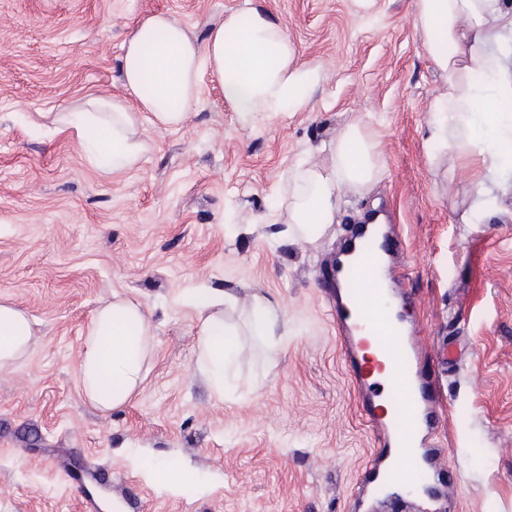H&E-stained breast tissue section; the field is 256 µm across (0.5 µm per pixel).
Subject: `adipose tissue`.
<instances>
[{
  "label": "adipose tissue",
  "mask_w": 512,
  "mask_h": 512,
  "mask_svg": "<svg viewBox=\"0 0 512 512\" xmlns=\"http://www.w3.org/2000/svg\"><path fill=\"white\" fill-rule=\"evenodd\" d=\"M415 25L424 33L422 49L448 81L434 106L432 137L459 157L481 156L489 171L503 168L512 152V74L505 72L495 47L512 31V9L501 0H416ZM122 71L128 97L94 98V111L62 112L57 124L72 129L91 158L131 167L143 145L133 132L139 113H153L169 126L181 124L199 103L204 75L219 83L225 102L241 125L262 112H298L309 103L320 67L297 63L286 30L258 10L236 13L212 25L205 42L191 37L175 17H147L123 43ZM378 141L368 125L356 121L337 136L332 163H306L288 173L287 235L312 238L335 220L344 192H364L384 176ZM190 301L199 317L197 367L213 391L238 363L242 347L237 327L224 319L230 295L194 289ZM278 302L253 295L247 310L250 335L268 354H277L283 327ZM152 324L141 303L115 298L94 314L78 361L88 403L101 412L125 405L149 371ZM36 333L27 314L0 303V372L14 370L30 353Z\"/></svg>",
  "instance_id": "1"
}]
</instances>
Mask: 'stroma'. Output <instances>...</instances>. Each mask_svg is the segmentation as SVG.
I'll list each match as a JSON object with an SVG mask.
<instances>
[{"mask_svg":"<svg viewBox=\"0 0 512 512\" xmlns=\"http://www.w3.org/2000/svg\"><path fill=\"white\" fill-rule=\"evenodd\" d=\"M286 29L298 62L324 78L299 112L241 127L213 76L183 124L139 115L144 149L106 171L57 113L125 96L122 44L167 13L198 41L245 6ZM415 0H0V302L22 309L36 344L0 373V512H356L352 489L374 437L325 302L321 262L379 199L392 200L407 244L402 287L421 348L456 331L474 355L440 375L435 439L460 483L454 510L512 512V172L474 185L481 157L449 156L431 138L447 81L422 49ZM368 123L386 171L345 193L334 224L283 236L288 171L328 165L348 123ZM234 296L244 326L253 294L276 299L288 337L248 354L216 395L196 369L188 295ZM153 321L142 387L103 414L77 377L86 329L113 297ZM190 467L201 490L177 494L145 468Z\"/></svg>","mask_w":512,"mask_h":512,"instance_id":"obj_1","label":"stroma"}]
</instances>
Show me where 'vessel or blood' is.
I'll use <instances>...</instances> for the list:
<instances>
[{"label":"vessel or blood","mask_w":512,"mask_h":512,"mask_svg":"<svg viewBox=\"0 0 512 512\" xmlns=\"http://www.w3.org/2000/svg\"><path fill=\"white\" fill-rule=\"evenodd\" d=\"M404 257L405 239L389 209L384 221L354 225L322 266L343 360L375 439L353 492L363 512L409 469L426 480L418 497L391 500L400 512H421L428 498L453 499L458 487L446 477L447 450L434 442L436 378L424 365L411 304L394 282Z\"/></svg>","instance_id":"obj_1"}]
</instances>
